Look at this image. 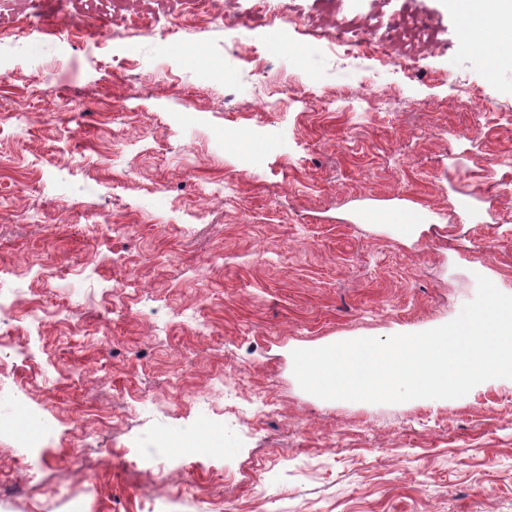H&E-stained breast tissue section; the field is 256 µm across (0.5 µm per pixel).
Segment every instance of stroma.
Returning <instances> with one entry per match:
<instances>
[{
	"label": "stroma",
	"instance_id": "obj_1",
	"mask_svg": "<svg viewBox=\"0 0 512 512\" xmlns=\"http://www.w3.org/2000/svg\"><path fill=\"white\" fill-rule=\"evenodd\" d=\"M217 11L0 6V474L45 451L0 512H512V379L323 400L292 360L512 295V61L448 0Z\"/></svg>",
	"mask_w": 512,
	"mask_h": 512
}]
</instances>
